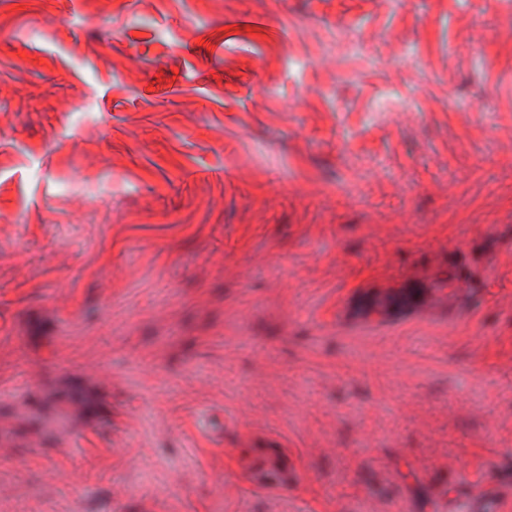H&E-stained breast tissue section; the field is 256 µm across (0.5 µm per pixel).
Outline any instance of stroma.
Wrapping results in <instances>:
<instances>
[{"instance_id":"35a3bbf8","label":"stroma","mask_w":512,"mask_h":512,"mask_svg":"<svg viewBox=\"0 0 512 512\" xmlns=\"http://www.w3.org/2000/svg\"><path fill=\"white\" fill-rule=\"evenodd\" d=\"M508 28L0 0V512H512ZM252 480L260 487L281 488L285 485L286 471L275 453L254 468Z\"/></svg>"}]
</instances>
